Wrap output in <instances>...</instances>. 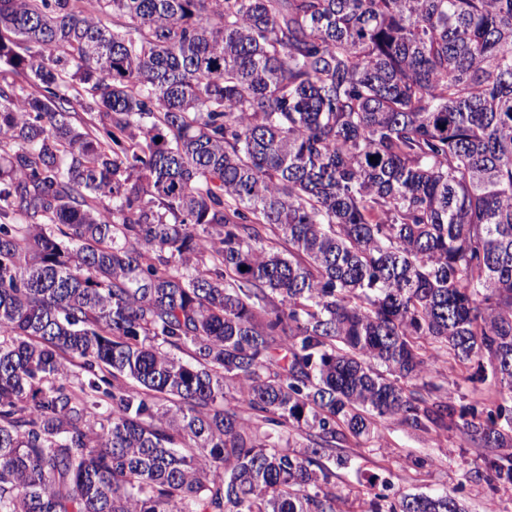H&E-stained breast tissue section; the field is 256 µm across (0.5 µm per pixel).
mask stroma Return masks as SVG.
<instances>
[{
	"mask_svg": "<svg viewBox=\"0 0 512 512\" xmlns=\"http://www.w3.org/2000/svg\"><path fill=\"white\" fill-rule=\"evenodd\" d=\"M429 365V378L441 385V397L483 417L496 414L500 400L482 381L476 363L450 362L435 355ZM379 432V444L352 441L343 452L365 472L389 480L394 494L448 489L465 503L468 512H485L491 502L496 504L497 512H512V485L481 479L485 452L468 443L461 430L424 434L408 431L388 419L380 423Z\"/></svg>",
	"mask_w": 512,
	"mask_h": 512,
	"instance_id": "35a3bbf8",
	"label": "stroma"
}]
</instances>
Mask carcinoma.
I'll list each match as a JSON object with an SVG mask.
<instances>
[{
	"label": "carcinoma",
	"instance_id": "cac0c4a2",
	"mask_svg": "<svg viewBox=\"0 0 512 512\" xmlns=\"http://www.w3.org/2000/svg\"><path fill=\"white\" fill-rule=\"evenodd\" d=\"M508 400L512 0H0V512H346L386 418L512 484ZM446 359L433 352L428 361L431 372L426 380H432L443 387L441 392L433 394L431 398L440 396L446 400L448 397L457 410L466 407L483 418L490 414L495 415L502 401L489 386L488 381L481 380L477 364L453 360L448 363Z\"/></svg>",
	"mask_w": 512,
	"mask_h": 512
}]
</instances>
